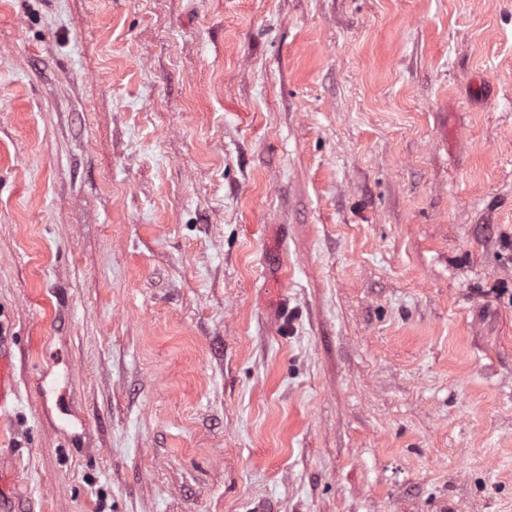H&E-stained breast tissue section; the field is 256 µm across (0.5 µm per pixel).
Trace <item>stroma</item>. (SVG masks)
<instances>
[{
	"mask_svg": "<svg viewBox=\"0 0 512 512\" xmlns=\"http://www.w3.org/2000/svg\"><path fill=\"white\" fill-rule=\"evenodd\" d=\"M0 512H512V0H0Z\"/></svg>",
	"mask_w": 512,
	"mask_h": 512,
	"instance_id": "35a3bbf8",
	"label": "stroma"
}]
</instances>
